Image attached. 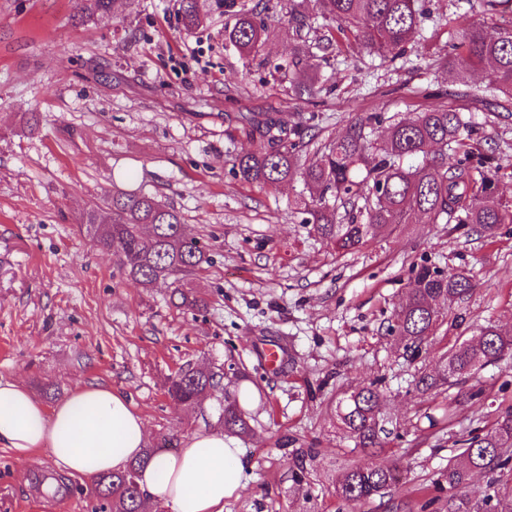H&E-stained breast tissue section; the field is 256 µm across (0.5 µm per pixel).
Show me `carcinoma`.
Instances as JSON below:
<instances>
[{
  "label": "carcinoma",
  "mask_w": 512,
  "mask_h": 512,
  "mask_svg": "<svg viewBox=\"0 0 512 512\" xmlns=\"http://www.w3.org/2000/svg\"><path fill=\"white\" fill-rule=\"evenodd\" d=\"M122 0H79L77 19L116 15ZM324 18L341 23L340 33L351 34L370 53L383 59L404 53L405 45L420 25L424 9L420 0H317ZM183 27L192 30L206 18L199 0H181ZM269 25L260 14L243 8L233 23L224 27V39L240 54L260 51ZM304 49L294 54L300 84L310 96L321 92L317 73L304 67ZM463 82L475 68H486L507 96L501 108L512 112V25L490 35L481 26L457 35L453 51L436 59ZM382 123L377 114L358 118L348 133L325 147L321 155L307 159L308 127L300 123L290 130L274 120L252 114L245 118L254 149L234 163L240 180L273 187L300 176L310 186L302 223L342 253H352L392 224H412L422 214L434 224H471L475 231L491 233L498 224L512 223V208L493 195L497 167L494 157L466 141L471 129L463 113L446 108L419 112L413 118L391 124L381 152L368 132ZM345 210L337 215L336 204ZM83 223L94 230L97 245L115 254L121 276L144 288L160 280L174 279L178 306L198 310L205 298L178 286L180 278L194 274L209 262L208 247L185 230L182 216L158 197L116 184L99 202L89 206ZM408 296L394 314L388 332L399 338L405 352L415 359L432 335L445 310L464 301L474 288L466 270L446 273L428 264L412 266ZM512 358V333L488 324L475 341H467L438 359L434 375L423 374L415 388L426 392L450 388L478 375L485 367ZM220 373L182 368L168 378L167 393L175 401L196 407L220 385ZM384 394L371 382L340 399L336 416L359 448H383L391 431L384 427ZM218 420L224 431L246 435L250 425L239 400L225 397ZM157 449L147 448L142 457L124 470L93 478L91 493L98 501L94 512H138L143 492L139 474ZM512 464V405L499 411L491 431L462 440L459 453L448 459V488L460 494L448 500V512H512V489L472 502L465 491L471 473L504 470ZM400 474L390 468L354 466L344 473L336 494L346 502L380 497Z\"/></svg>",
  "instance_id": "1"
}]
</instances>
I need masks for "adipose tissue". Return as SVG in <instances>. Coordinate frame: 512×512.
Instances as JSON below:
<instances>
[{"label": "adipose tissue", "mask_w": 512, "mask_h": 512, "mask_svg": "<svg viewBox=\"0 0 512 512\" xmlns=\"http://www.w3.org/2000/svg\"><path fill=\"white\" fill-rule=\"evenodd\" d=\"M148 440L145 419L126 397L106 386L84 384L45 407L24 383L0 377V446L24 459L47 451L85 477L123 470ZM248 460L223 432L188 437L177 453L155 455L141 473L148 512H224L225 500L244 489Z\"/></svg>", "instance_id": "ef3b65f1"}]
</instances>
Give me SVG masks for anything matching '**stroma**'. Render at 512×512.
Instances as JSON below:
<instances>
[{"mask_svg": "<svg viewBox=\"0 0 512 512\" xmlns=\"http://www.w3.org/2000/svg\"><path fill=\"white\" fill-rule=\"evenodd\" d=\"M236 2L271 26L257 55L225 41L224 0H200L207 20L193 31L180 0H123L116 17L81 24L77 0H0V377L48 407L78 384L116 389L147 421L152 446L217 428L224 397L249 396L251 432L234 442L253 467L224 512H448V459L512 404V359L445 391L421 395L413 381L482 326L512 330V224L487 236L425 218L341 254L303 224L301 178L259 188L236 177L233 161L254 147L249 113L307 124L317 150L370 112L394 122L448 108L469 116L474 140L495 157L498 196L512 205L502 93L483 71L461 83L434 65L462 28L499 27L512 13L488 0H425L403 55L384 62L351 40L316 58L327 89L312 99L289 63L298 40L314 44L336 22L314 0L300 31L284 0ZM25 112L37 114L35 132L20 131ZM116 182L173 205L206 241L211 261L183 287L207 308L176 307L171 282L146 289L121 278L115 256L96 246L82 217ZM424 260L471 271L474 288L414 360L387 327ZM268 343L284 352L275 372L260 357ZM187 364L224 374L196 409L165 392ZM373 381L391 421L382 449L356 447L334 412L345 392ZM446 409L447 427L430 426ZM353 465L396 468L404 479L349 503L335 487ZM91 484L47 452L19 459L0 447V512H92Z\"/></svg>", "mask_w": 512, "mask_h": 512, "instance_id": "obj_1", "label": "stroma"}]
</instances>
